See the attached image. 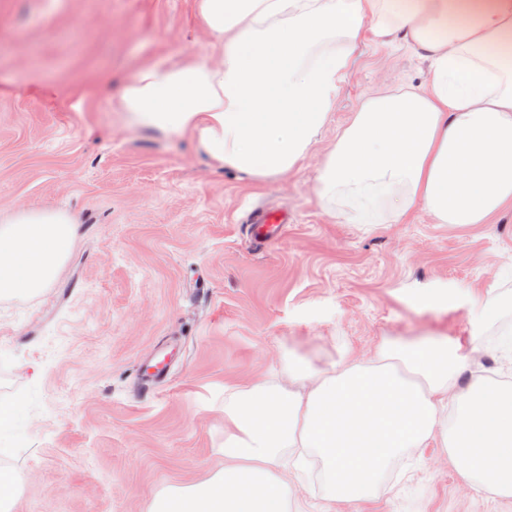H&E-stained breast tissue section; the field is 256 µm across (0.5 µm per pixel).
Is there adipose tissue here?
I'll return each mask as SVG.
<instances>
[{
    "label": "adipose tissue",
    "mask_w": 512,
    "mask_h": 512,
    "mask_svg": "<svg viewBox=\"0 0 512 512\" xmlns=\"http://www.w3.org/2000/svg\"><path fill=\"white\" fill-rule=\"evenodd\" d=\"M219 49L132 74L121 111L192 135L214 161L266 179L297 166L327 124L361 39L403 40L430 63L418 90L366 98L317 178L323 210L396 224L416 206L439 224H484L512 203V0H199ZM78 227L62 209L0 211V294L38 292ZM456 341L384 339L370 363L325 367L292 354L282 377L224 393V455L206 480L173 486L147 512H284L277 470L315 464L336 503L373 501L392 460L441 436L476 489L512 496V384L473 379Z\"/></svg>",
    "instance_id": "1"
}]
</instances>
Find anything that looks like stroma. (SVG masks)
Returning a JSON list of instances; mask_svg holds the SVG:
<instances>
[{
	"mask_svg": "<svg viewBox=\"0 0 512 512\" xmlns=\"http://www.w3.org/2000/svg\"><path fill=\"white\" fill-rule=\"evenodd\" d=\"M197 0H0V208H54L78 222L41 293L0 296V475L22 481L0 512H146L169 487L224 466V393L283 374L291 352L326 366L374 357L384 337L470 347L472 368L512 381L496 325L475 303L512 297V204L487 224H349L315 193L329 147L383 86H422L429 63L362 40L306 157L256 179L214 163L189 136L131 125L129 77L164 57L218 63ZM283 207L287 234L254 251L245 220ZM434 300L418 307L417 293ZM180 340L165 382L145 362ZM375 502L330 507L280 470L289 512H512L476 491L442 439L408 450Z\"/></svg>",
	"mask_w": 512,
	"mask_h": 512,
	"instance_id": "stroma-1",
	"label": "stroma"
}]
</instances>
